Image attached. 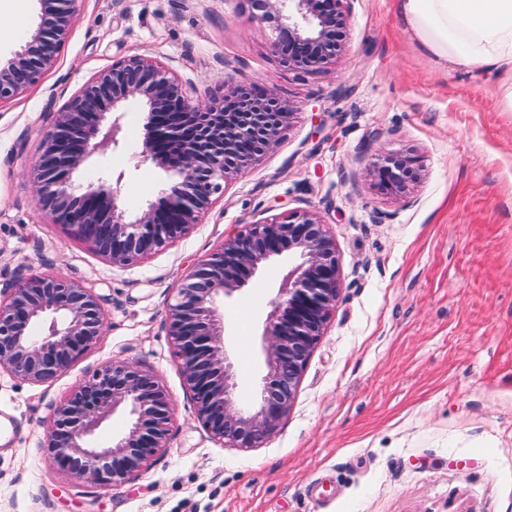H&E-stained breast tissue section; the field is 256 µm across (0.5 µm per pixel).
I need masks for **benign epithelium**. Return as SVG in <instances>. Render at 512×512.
<instances>
[{
    "label": "benign epithelium",
    "instance_id": "benign-epithelium-1",
    "mask_svg": "<svg viewBox=\"0 0 512 512\" xmlns=\"http://www.w3.org/2000/svg\"><path fill=\"white\" fill-rule=\"evenodd\" d=\"M14 58L0 66V102L20 94L51 68L67 36L78 0H52ZM253 18L274 33L272 47L302 66L320 68L342 50L349 23L345 0H248ZM147 107L142 153L173 173L177 186L158 205L126 219L117 190L105 181L85 188L73 174L91 143L120 145L123 103ZM296 107L254 96L224 81V106H204L183 92L163 65L130 56L88 83L66 102L47 135L33 171L35 201L74 230L115 267L129 266L198 223L224 193L230 176L275 145ZM373 177L402 192L416 178L415 159L389 153L371 164ZM299 260L297 279L274 302L264 331L268 368L257 405L241 409L235 365L224 346L218 296H231L285 248ZM341 289L334 239L304 211L283 221L255 219L224 240L176 289L168 305L170 337L182 375L193 392L196 416L232 448H257L291 410L302 370L319 342ZM103 315L89 289L50 276L33 277L0 299V369L23 381L45 383L65 372L96 342ZM123 410L127 425L110 445L95 438L105 418ZM174 408L155 377L123 361L106 362L54 412L48 447L55 464L77 479L104 486L125 483L146 470L164 447Z\"/></svg>",
    "mask_w": 512,
    "mask_h": 512
}]
</instances>
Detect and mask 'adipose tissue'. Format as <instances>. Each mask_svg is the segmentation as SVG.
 <instances>
[{
  "mask_svg": "<svg viewBox=\"0 0 512 512\" xmlns=\"http://www.w3.org/2000/svg\"><path fill=\"white\" fill-rule=\"evenodd\" d=\"M413 42L456 70L499 78L512 111V0H396Z\"/></svg>",
  "mask_w": 512,
  "mask_h": 512,
  "instance_id": "ef3b65f1",
  "label": "adipose tissue"
}]
</instances>
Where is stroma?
Masks as SVG:
<instances>
[{"instance_id":"obj_1","label":"stroma","mask_w":512,"mask_h":512,"mask_svg":"<svg viewBox=\"0 0 512 512\" xmlns=\"http://www.w3.org/2000/svg\"><path fill=\"white\" fill-rule=\"evenodd\" d=\"M349 10L345 52L312 69L273 50L246 0H79L54 66L0 103V293L57 276L91 289L105 318L51 381L0 370V512H512V112L494 79L421 52L395 0ZM44 12L0 0L1 63ZM129 56L160 61L203 102L231 76L297 112L198 224L120 268L37 208L29 172L62 105ZM143 124L128 102L121 147L92 150L74 175L121 174L131 217L174 184L142 157ZM389 150L417 160L405 193L370 173ZM299 210L333 235L342 290L277 433L226 447L197 419L168 305L243 224ZM296 264L283 252L218 302L239 406L267 372L266 319ZM111 359L154 374L175 418L142 475L103 488L58 469L46 434L55 406Z\"/></svg>"}]
</instances>
